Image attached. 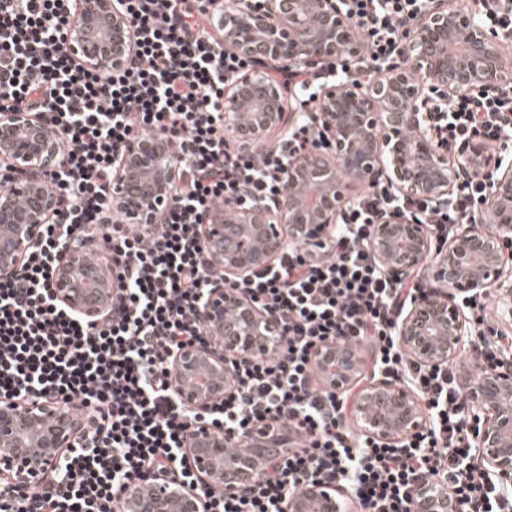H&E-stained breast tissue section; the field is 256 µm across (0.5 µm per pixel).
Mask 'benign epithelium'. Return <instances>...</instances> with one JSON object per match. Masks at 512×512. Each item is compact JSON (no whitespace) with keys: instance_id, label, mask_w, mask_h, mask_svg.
Masks as SVG:
<instances>
[{"instance_id":"obj_1","label":"benign epithelium","mask_w":512,"mask_h":512,"mask_svg":"<svg viewBox=\"0 0 512 512\" xmlns=\"http://www.w3.org/2000/svg\"><path fill=\"white\" fill-rule=\"evenodd\" d=\"M345 0H228L220 22L221 40L249 62L224 87V134L263 144L296 127L305 113L292 107L286 88L267 79L276 62L288 70L302 64L348 61L360 52ZM70 54L99 74H119L133 60V25L117 0H78L66 34ZM407 63L372 84L347 81L322 87L315 101L319 139L289 158L283 195L227 197L207 211L199 238L209 264L227 281L251 276L275 263L288 246L313 258L333 243L351 192L383 180L407 195L437 198L460 184L465 170L492 177V190L479 223L460 227L448 241L434 238L429 225L398 210L381 216L368 240L383 269L393 275L419 274L436 286L402 313L396 326L400 349L429 366H452L469 349L458 386L474 418L478 461L512 490V357L503 366L471 376L481 365L470 348L473 324L460 301L496 293L503 314L486 336L504 347L512 341L500 329L512 321V266L503 239L512 233V159L487 151L471 139L448 145L428 124L429 93L483 94L512 76L502 39L476 11L456 0H432L409 29L402 47ZM67 138L38 112L0 114V278L16 273L62 201L49 177L65 169ZM112 210L129 224H158L178 188L180 158L170 139L153 132L127 141L117 156ZM122 282L101 249L89 238L70 235L51 276L54 300L95 324L112 312ZM206 328L203 343L175 354L169 370L174 394L184 406L207 411L236 385L242 359H260L274 348L278 326L256 304L218 283L199 309ZM313 366L321 385L334 393L354 391L350 420L367 437L396 445L427 430L428 408L402 382L385 378L366 385L367 363L350 345L320 349ZM92 421L58 398L0 397V478L31 487L51 479L62 456L86 436ZM294 431L276 422L256 424L230 444L224 430L200 420L186 435L185 464L193 483L155 475L127 484L119 512H209L199 487L228 494L243 487L296 447ZM337 485L307 480L283 505V512H344ZM447 488L422 485L411 512H454Z\"/></svg>"}]
</instances>
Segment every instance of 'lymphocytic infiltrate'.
I'll use <instances>...</instances> for the list:
<instances>
[{"mask_svg": "<svg viewBox=\"0 0 512 512\" xmlns=\"http://www.w3.org/2000/svg\"><path fill=\"white\" fill-rule=\"evenodd\" d=\"M77 0H0V112L47 114L69 143L66 169L53 177L63 206L44 230L37 255L0 279V395L53 394L95 419L88 438L63 457L52 481L23 494L0 482V512H116L124 484L150 474L191 481L186 431L198 420L225 439L276 420L297 446L240 493L201 491L213 512H281L307 478L349 489L356 512H410L420 485L450 490L456 512H512V494L472 457L471 419L452 368L420 364L397 343V318L424 294L421 282L386 274L368 247L377 218L392 209L448 239L455 225L477 223L491 185L465 173L438 199L367 185L348 202L330 256L284 250L273 267L241 281L240 291L281 330L278 350L240 361L237 386L199 413L178 405L169 386L173 356L203 341L199 309L224 273L197 243L210 206L242 192L275 201L289 157L307 130L274 147L230 150L224 137V86L246 69L202 25L207 0H123L135 31L134 61L116 77L76 62L65 35ZM428 0H346L362 50L352 65H303L285 73L301 108L323 85L347 76L370 83L401 60L408 27ZM429 123L441 140L480 138L512 146V82L479 97L433 98ZM166 132L180 157L182 188L159 224L139 227L110 211L115 158L126 141ZM95 230L123 281L118 311L91 325L75 318L49 288L56 258L75 230ZM337 341L371 350L374 374L406 382L431 413L428 430L390 446L355 437L346 425L347 394L315 379L316 350Z\"/></svg>", "mask_w": 512, "mask_h": 512, "instance_id": "1", "label": "lymphocytic infiltrate"}]
</instances>
